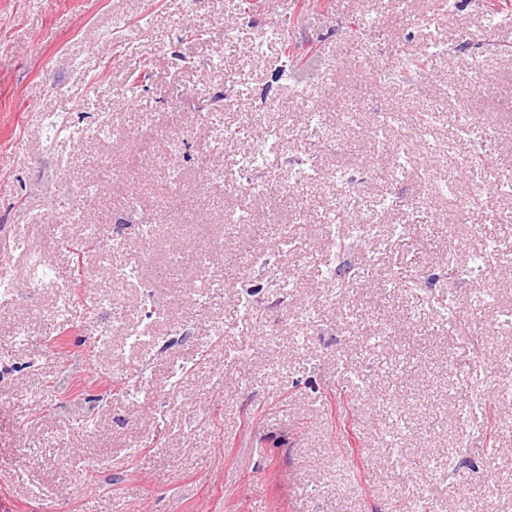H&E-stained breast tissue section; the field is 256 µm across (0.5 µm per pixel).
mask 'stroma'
Here are the masks:
<instances>
[{"instance_id": "obj_1", "label": "stroma", "mask_w": 512, "mask_h": 512, "mask_svg": "<svg viewBox=\"0 0 512 512\" xmlns=\"http://www.w3.org/2000/svg\"><path fill=\"white\" fill-rule=\"evenodd\" d=\"M276 20L299 57L285 73ZM506 44L512 0H0V512H512V400L490 397L494 430L457 421L471 371L512 387ZM218 121L248 134L211 148ZM280 126L284 147L242 169ZM483 151L494 170L470 175ZM303 164L320 177L299 182ZM339 208L377 226L341 254L323 219ZM53 224L124 238L111 309L92 302L112 276ZM31 248L71 309L21 294ZM203 248L224 279L205 302ZM477 253L495 271L479 314Z\"/></svg>"}]
</instances>
